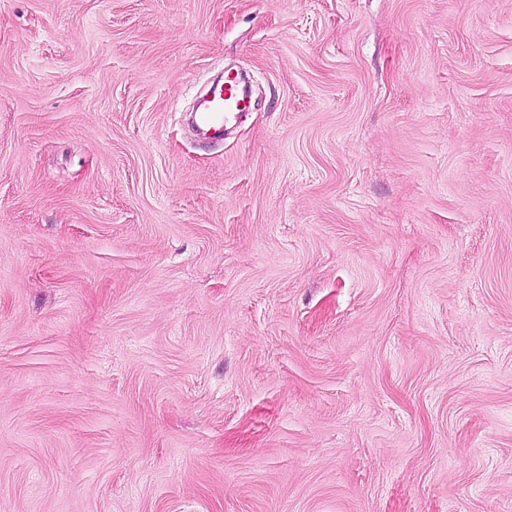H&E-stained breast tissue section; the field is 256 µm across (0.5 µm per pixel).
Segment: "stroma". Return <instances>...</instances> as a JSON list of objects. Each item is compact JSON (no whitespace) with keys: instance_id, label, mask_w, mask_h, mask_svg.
Listing matches in <instances>:
<instances>
[{"instance_id":"stroma-1","label":"stroma","mask_w":512,"mask_h":512,"mask_svg":"<svg viewBox=\"0 0 512 512\" xmlns=\"http://www.w3.org/2000/svg\"><path fill=\"white\" fill-rule=\"evenodd\" d=\"M0 512H512V0H0ZM197 105L195 125L201 134L209 138L219 137L224 121L245 112L249 106V98L238 79L227 78L214 92L199 100Z\"/></svg>"}]
</instances>
